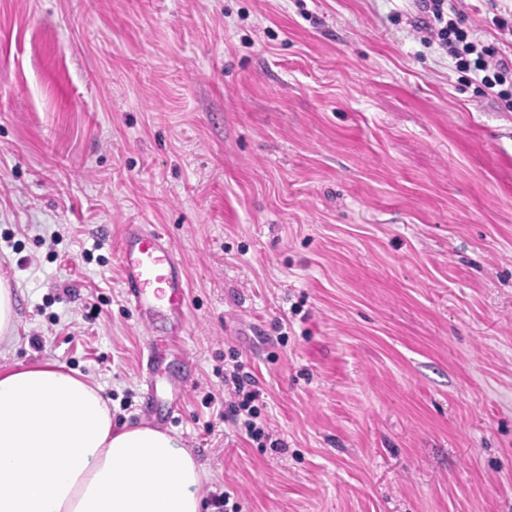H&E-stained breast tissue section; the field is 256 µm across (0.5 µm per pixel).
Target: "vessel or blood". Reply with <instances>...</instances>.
<instances>
[{"instance_id": "b4317fda", "label": "vessel or blood", "mask_w": 512, "mask_h": 512, "mask_svg": "<svg viewBox=\"0 0 512 512\" xmlns=\"http://www.w3.org/2000/svg\"><path fill=\"white\" fill-rule=\"evenodd\" d=\"M127 300L143 320L163 316L170 324L167 339L149 349L146 369L154 371L161 353L183 352L189 296L180 263L164 235L156 230L130 224L125 228L119 253Z\"/></svg>"}]
</instances>
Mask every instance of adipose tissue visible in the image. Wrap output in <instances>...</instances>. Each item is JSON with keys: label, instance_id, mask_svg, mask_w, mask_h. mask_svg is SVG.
<instances>
[{"label": "adipose tissue", "instance_id": "ef3b65f1", "mask_svg": "<svg viewBox=\"0 0 512 512\" xmlns=\"http://www.w3.org/2000/svg\"><path fill=\"white\" fill-rule=\"evenodd\" d=\"M203 479L177 437L113 426L78 372L0 366V512H202Z\"/></svg>", "mask_w": 512, "mask_h": 512}]
</instances>
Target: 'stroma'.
Listing matches in <instances>:
<instances>
[{
  "label": "stroma",
  "instance_id": "stroma-1",
  "mask_svg": "<svg viewBox=\"0 0 512 512\" xmlns=\"http://www.w3.org/2000/svg\"><path fill=\"white\" fill-rule=\"evenodd\" d=\"M474 0L465 25L512 55ZM414 0H0V364L58 362L153 417L163 317L126 225L189 286L166 428L238 512H512V111ZM239 356L284 451L217 416ZM127 300L141 320L163 316L170 331L149 349L146 371L159 365L161 352L186 355L182 346L189 296L180 263L164 235L138 224L126 225L119 253ZM16 300L10 283L0 278V346L9 345L16 321Z\"/></svg>",
  "mask_w": 512,
  "mask_h": 512
}]
</instances>
